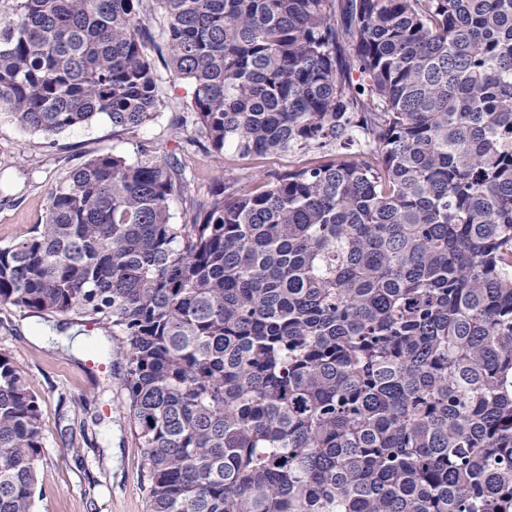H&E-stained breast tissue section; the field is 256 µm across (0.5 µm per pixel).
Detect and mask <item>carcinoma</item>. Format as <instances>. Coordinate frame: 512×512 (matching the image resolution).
I'll use <instances>...</instances> for the list:
<instances>
[{
	"mask_svg": "<svg viewBox=\"0 0 512 512\" xmlns=\"http://www.w3.org/2000/svg\"><path fill=\"white\" fill-rule=\"evenodd\" d=\"M216 156L301 152L171 222L149 144L59 175L0 305L112 328L147 512H512V0H157ZM143 0H0V117H157ZM41 398L0 352V512Z\"/></svg>",
	"mask_w": 512,
	"mask_h": 512,
	"instance_id": "obj_1",
	"label": "carcinoma"
}]
</instances>
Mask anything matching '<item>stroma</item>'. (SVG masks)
I'll return each mask as SVG.
<instances>
[{"instance_id": "stroma-1", "label": "stroma", "mask_w": 512, "mask_h": 512, "mask_svg": "<svg viewBox=\"0 0 512 512\" xmlns=\"http://www.w3.org/2000/svg\"><path fill=\"white\" fill-rule=\"evenodd\" d=\"M157 118L133 133L115 132L104 118L48 141L0 120V246L31 235L45 223L48 199L59 174L80 166L92 154L113 152L135 160L138 144L148 142L176 155L184 169V190L171 203L172 221L188 222L198 202L217 182L254 191L268 174L303 162L299 153L217 158L194 144L193 126L176 128V116L189 112L192 87L160 69ZM85 342L75 351L67 337ZM104 329L59 323L11 306H0V351L40 393L45 448L38 469L43 495L35 512H146L144 450L134 436L124 396L119 359L108 357ZM88 398L79 406V398Z\"/></svg>"}]
</instances>
